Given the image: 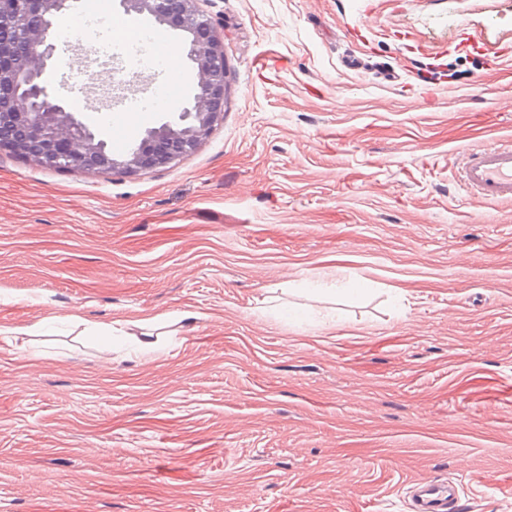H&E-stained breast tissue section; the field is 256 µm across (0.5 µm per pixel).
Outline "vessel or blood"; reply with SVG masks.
<instances>
[{
	"label": "vessel or blood",
	"instance_id": "1",
	"mask_svg": "<svg viewBox=\"0 0 512 512\" xmlns=\"http://www.w3.org/2000/svg\"><path fill=\"white\" fill-rule=\"evenodd\" d=\"M109 35L121 51L145 48L148 55L166 60L172 35L155 27L149 19L129 22L118 10L107 9ZM112 149L122 153L133 142L132 129L126 124V110L113 108L109 123ZM461 179L472 197L487 204L512 203V138L470 147L461 152ZM458 489L446 482L418 483L412 488L415 512H450L457 501Z\"/></svg>",
	"mask_w": 512,
	"mask_h": 512
}]
</instances>
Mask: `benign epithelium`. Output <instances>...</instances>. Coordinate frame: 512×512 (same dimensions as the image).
<instances>
[{
    "instance_id": "benign-epithelium-1",
    "label": "benign epithelium",
    "mask_w": 512,
    "mask_h": 512,
    "mask_svg": "<svg viewBox=\"0 0 512 512\" xmlns=\"http://www.w3.org/2000/svg\"><path fill=\"white\" fill-rule=\"evenodd\" d=\"M198 0H122L129 13H147L184 33L197 91L179 124L145 131L139 143L116 157L73 113L49 101L44 85L54 55L56 17L69 0H0V150L26 154L48 168L112 174H149L195 152L224 117L229 74L224 47Z\"/></svg>"
}]
</instances>
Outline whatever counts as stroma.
Returning a JSON list of instances; mask_svg holds the SVG:
<instances>
[{
    "label": "stroma",
    "mask_w": 512,
    "mask_h": 512,
    "mask_svg": "<svg viewBox=\"0 0 512 512\" xmlns=\"http://www.w3.org/2000/svg\"><path fill=\"white\" fill-rule=\"evenodd\" d=\"M199 7L230 90L194 153L0 151V512H411L425 477L512 512V203L456 179L512 137V0Z\"/></svg>",
    "instance_id": "35a3bbf8"
}]
</instances>
